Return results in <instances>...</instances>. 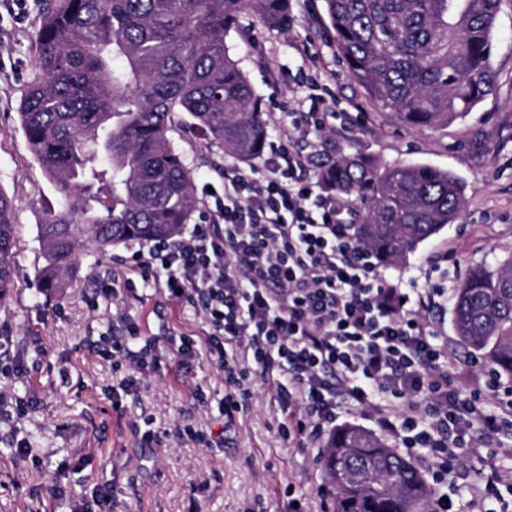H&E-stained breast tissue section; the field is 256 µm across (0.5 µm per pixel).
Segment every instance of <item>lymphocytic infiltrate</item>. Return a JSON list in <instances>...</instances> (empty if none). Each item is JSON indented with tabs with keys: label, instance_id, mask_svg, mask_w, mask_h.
<instances>
[{
	"label": "lymphocytic infiltrate",
	"instance_id": "lymphocytic-infiltrate-1",
	"mask_svg": "<svg viewBox=\"0 0 512 512\" xmlns=\"http://www.w3.org/2000/svg\"><path fill=\"white\" fill-rule=\"evenodd\" d=\"M321 125L315 111L282 125L264 177L226 168L223 194L200 198L193 228L138 254L136 268L148 287L203 312L199 343L234 390L227 415L250 399L258 367L298 450L318 448L348 402L424 464L432 512H487L489 500L512 495L497 463L486 461L467 501L454 478L461 453L500 446L512 399L490 413L479 398H461L442 340L439 261H425L407 287L389 285L355 243L345 198L314 194L313 158L293 143Z\"/></svg>",
	"mask_w": 512,
	"mask_h": 512
}]
</instances>
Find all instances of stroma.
I'll list each match as a JSON object with an SVG mask.
<instances>
[{
    "mask_svg": "<svg viewBox=\"0 0 512 512\" xmlns=\"http://www.w3.org/2000/svg\"><path fill=\"white\" fill-rule=\"evenodd\" d=\"M40 3L0 0V189L13 199L18 229L15 286L0 300V345L9 352V373L0 376V512H94L92 494L104 486L112 489V512H288L293 497L305 512H321L324 464L281 437L274 390L255 379L248 405L227 420L223 370L200 353L175 355L181 335L201 327L193 306L148 288L139 275L120 277L137 244L85 250L64 287L39 289L37 226L63 204L19 118L35 71ZM288 12L292 22L282 30L245 15L228 39L262 99L268 140L277 138L274 114L309 111L303 86L317 76L336 100L324 123L337 158L424 163L466 185L461 216L388 265L390 282L417 275L444 246L456 285L476 265L494 268L512 258V0H502L493 31L495 94L463 118L424 129L380 109L349 75L322 0H289ZM307 43L319 58L299 53ZM187 120L176 115L173 138L195 189H223L233 155L208 144ZM129 326L138 330L131 347L146 350V363L102 358L103 337L124 336ZM444 333L458 360L453 377L495 407L497 392L460 343L452 315L444 317ZM22 439L28 446L20 452Z\"/></svg>",
    "mask_w": 512,
    "mask_h": 512,
    "instance_id": "stroma-1",
    "label": "stroma"
}]
</instances>
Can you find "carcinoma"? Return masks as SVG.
<instances>
[{
  "label": "carcinoma",
  "instance_id": "cac0c4a2",
  "mask_svg": "<svg viewBox=\"0 0 512 512\" xmlns=\"http://www.w3.org/2000/svg\"><path fill=\"white\" fill-rule=\"evenodd\" d=\"M336 49L381 109L414 129L448 124L492 95L501 0H323ZM252 12L288 26V0H43L35 71L20 100L36 161L64 197L38 225L40 280L59 288L78 251L177 237L197 208L192 169L170 133L188 114L211 143L249 162L266 139L260 102L227 38ZM319 178L360 204L357 240L390 265L454 223L466 187L428 164L331 162ZM13 202L0 190V300L14 286ZM464 346L512 384V258L473 267L456 289ZM333 512H429L431 488L396 448L356 426L326 459Z\"/></svg>",
  "mask_w": 512,
  "mask_h": 512
}]
</instances>
